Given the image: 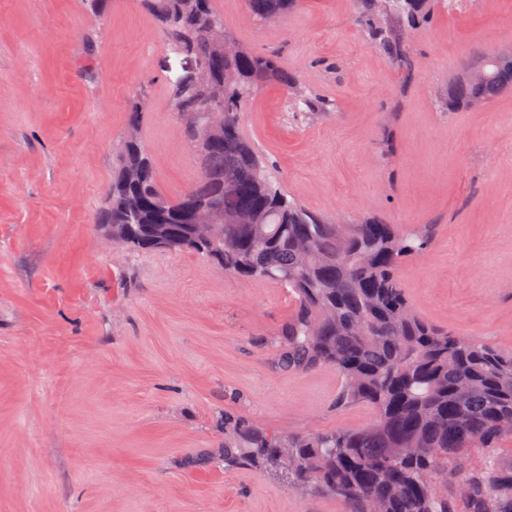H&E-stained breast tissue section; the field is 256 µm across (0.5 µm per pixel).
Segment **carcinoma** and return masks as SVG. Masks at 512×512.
<instances>
[{"label": "carcinoma", "mask_w": 512, "mask_h": 512, "mask_svg": "<svg viewBox=\"0 0 512 512\" xmlns=\"http://www.w3.org/2000/svg\"><path fill=\"white\" fill-rule=\"evenodd\" d=\"M167 47L200 62L197 79L170 88L169 108L191 146L216 141L199 156L201 173L171 201L139 135L142 103L115 147L116 165L97 223L131 224L142 232L113 241L130 252H195L224 273L271 280L288 288L294 308L262 341L275 367H321L341 378L338 403H366L376 413L361 429L280 434L224 416V469H256L288 486L330 495L344 512H512V355L475 337L458 336L423 319L398 280L401 263L425 251L432 225L403 228L362 218L332 224L288 199L274 164L242 137L240 112L257 86L274 76L288 87L291 108L312 118L328 103L299 91L272 58L241 46L224 51L212 27L224 26L212 0H140ZM252 14L274 19L297 0H247ZM419 0H369L356 22L403 56L401 37L384 17L410 16ZM482 83L457 79L448 107L480 105L512 87V55L480 57ZM240 83L217 90L224 69ZM218 202L224 219L214 242L200 247L186 218L192 206ZM247 213L250 224L233 217Z\"/></svg>", "instance_id": "carcinoma-1"}]
</instances>
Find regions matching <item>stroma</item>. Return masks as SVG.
Listing matches in <instances>:
<instances>
[{"label":"stroma","mask_w":512,"mask_h":512,"mask_svg":"<svg viewBox=\"0 0 512 512\" xmlns=\"http://www.w3.org/2000/svg\"><path fill=\"white\" fill-rule=\"evenodd\" d=\"M364 0H298L273 20L213 0L224 32L329 101L309 119L259 85L243 136L288 196L337 224L434 228L399 269L427 321L512 353V88L449 109L480 55L512 49V0H426L391 62ZM94 32V44L82 37ZM191 65L140 0H0V512H343L251 469L197 464L231 415L265 429H358L334 370L285 373L261 344L293 310L280 285L190 253L132 255L96 223L112 148L145 93L160 192L200 175L168 105Z\"/></svg>","instance_id":"35a3bbf8"}]
</instances>
